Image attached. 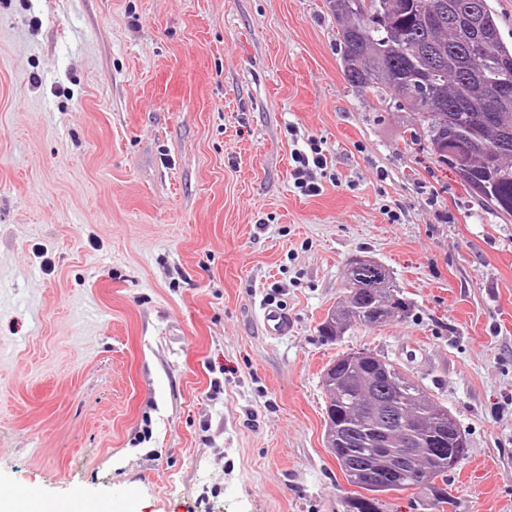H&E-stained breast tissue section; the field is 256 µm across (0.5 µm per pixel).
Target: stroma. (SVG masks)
I'll return each mask as SVG.
<instances>
[{"label":"stroma","instance_id":"obj_1","mask_svg":"<svg viewBox=\"0 0 512 512\" xmlns=\"http://www.w3.org/2000/svg\"><path fill=\"white\" fill-rule=\"evenodd\" d=\"M413 122L349 86L327 0H0V493L347 512L321 375L365 348L466 435L453 512H512V220ZM355 254L412 314L330 341ZM308 151L298 150L293 159L295 168L292 172L294 186L305 195L318 194L321 185L318 182L316 173L318 170H324L327 165L325 155L322 149L314 140H310ZM262 322L267 331L272 336H285L290 328L288 314L279 306L267 304L263 307Z\"/></svg>","mask_w":512,"mask_h":512}]
</instances>
